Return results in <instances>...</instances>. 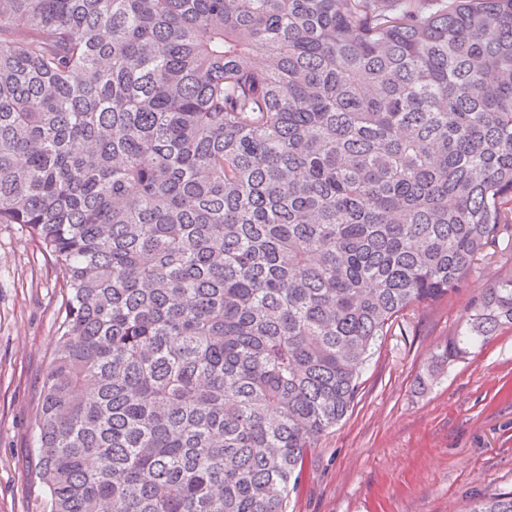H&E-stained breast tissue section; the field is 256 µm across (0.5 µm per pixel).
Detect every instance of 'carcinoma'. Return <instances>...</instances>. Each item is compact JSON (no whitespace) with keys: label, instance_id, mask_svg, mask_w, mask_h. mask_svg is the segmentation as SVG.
Returning a JSON list of instances; mask_svg holds the SVG:
<instances>
[{"label":"carcinoma","instance_id":"cac0c4a2","mask_svg":"<svg viewBox=\"0 0 512 512\" xmlns=\"http://www.w3.org/2000/svg\"><path fill=\"white\" fill-rule=\"evenodd\" d=\"M0 224L65 281L50 512H287L512 224V0H0ZM506 327L512 277L421 384Z\"/></svg>","mask_w":512,"mask_h":512}]
</instances>
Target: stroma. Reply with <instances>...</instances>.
I'll list each match as a JSON object with an SVG mask.
<instances>
[{"instance_id": "35a3bbf8", "label": "stroma", "mask_w": 512, "mask_h": 512, "mask_svg": "<svg viewBox=\"0 0 512 512\" xmlns=\"http://www.w3.org/2000/svg\"><path fill=\"white\" fill-rule=\"evenodd\" d=\"M491 250L458 294L394 322L353 409L308 450L288 512H469L512 492V329L415 385L470 302L512 274V229ZM63 288L28 229L0 224V512H49L31 474L34 420Z\"/></svg>"}]
</instances>
